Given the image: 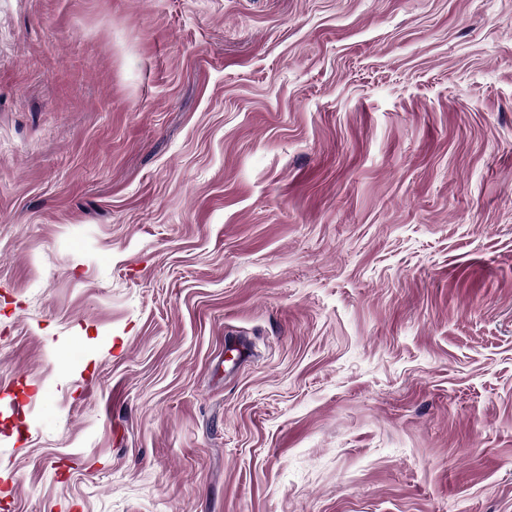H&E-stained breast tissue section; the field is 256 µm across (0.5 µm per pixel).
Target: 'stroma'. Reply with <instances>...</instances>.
<instances>
[{
  "label": "stroma",
  "instance_id": "stroma-1",
  "mask_svg": "<svg viewBox=\"0 0 512 512\" xmlns=\"http://www.w3.org/2000/svg\"><path fill=\"white\" fill-rule=\"evenodd\" d=\"M0 512H512V0H0Z\"/></svg>",
  "mask_w": 512,
  "mask_h": 512
}]
</instances>
